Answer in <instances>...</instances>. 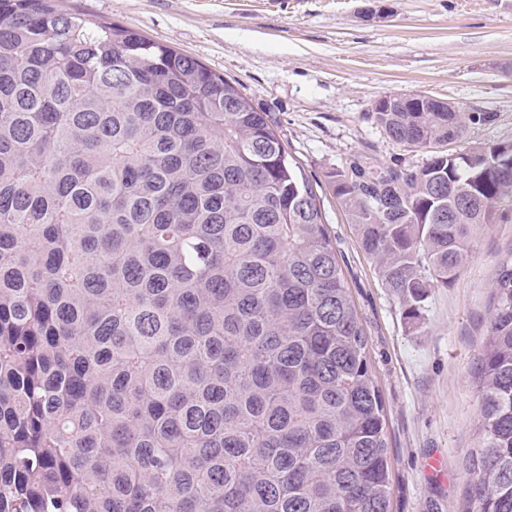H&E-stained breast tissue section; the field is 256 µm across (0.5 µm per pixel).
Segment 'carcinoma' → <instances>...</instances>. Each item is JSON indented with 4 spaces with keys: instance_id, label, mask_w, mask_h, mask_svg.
I'll use <instances>...</instances> for the list:
<instances>
[{
    "instance_id": "cac0c4a2",
    "label": "carcinoma",
    "mask_w": 512,
    "mask_h": 512,
    "mask_svg": "<svg viewBox=\"0 0 512 512\" xmlns=\"http://www.w3.org/2000/svg\"><path fill=\"white\" fill-rule=\"evenodd\" d=\"M373 118L420 164L325 180L421 316L512 212L489 112ZM313 183L275 122L194 58L58 0H0V512H390L367 338ZM473 384L462 512H512V252Z\"/></svg>"
}]
</instances>
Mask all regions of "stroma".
<instances>
[{
	"instance_id": "obj_1",
	"label": "stroma",
	"mask_w": 512,
	"mask_h": 512,
	"mask_svg": "<svg viewBox=\"0 0 512 512\" xmlns=\"http://www.w3.org/2000/svg\"><path fill=\"white\" fill-rule=\"evenodd\" d=\"M195 58L270 113L292 159L317 181L388 423L391 512H462L478 407L472 368L485 340L512 218L478 231L474 254L431 289L418 323L382 288L323 181L358 157L422 161L383 133L379 99L424 94L492 113L466 141L512 143V0H63Z\"/></svg>"
}]
</instances>
